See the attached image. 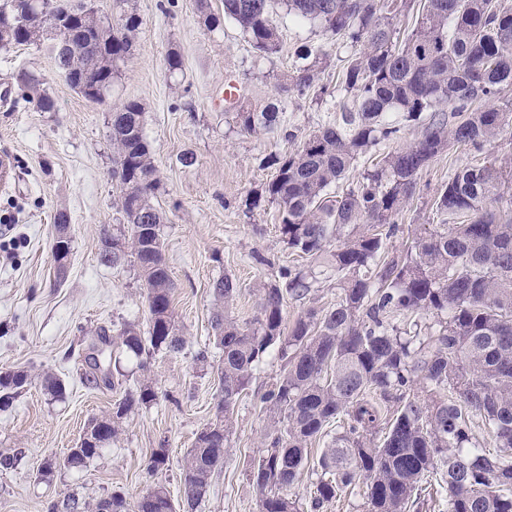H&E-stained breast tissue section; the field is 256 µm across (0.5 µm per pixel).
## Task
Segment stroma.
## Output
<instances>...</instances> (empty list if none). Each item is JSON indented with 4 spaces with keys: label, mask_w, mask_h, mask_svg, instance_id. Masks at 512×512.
I'll return each instance as SVG.
<instances>
[{
    "label": "stroma",
    "mask_w": 512,
    "mask_h": 512,
    "mask_svg": "<svg viewBox=\"0 0 512 512\" xmlns=\"http://www.w3.org/2000/svg\"><path fill=\"white\" fill-rule=\"evenodd\" d=\"M130 5L143 25L133 55L112 80L108 101L94 102L74 90L46 45L0 49V158L11 163L8 179L0 182V225L11 227L0 236V368L35 376L8 408H0V454L20 456L15 468L0 470V512H46L50 501L69 493L93 503L116 490L135 502L150 486L145 467L156 448L169 453L162 480L172 499L181 501L183 457L215 411L218 371L193 361L213 334V282L226 275L236 279L232 312L246 322L257 313L260 285L275 281L281 268L304 263L281 239L277 205L254 210L245 205L274 175L265 157L295 145L276 132H240L224 103V77L237 79L243 104L261 108L283 102L284 123L302 138L336 104L331 91L341 41L320 25L296 20L278 2L272 20L281 49L262 57L233 22L207 30L197 0H131ZM172 49L183 65L171 74L165 59ZM306 49L331 56L320 75L329 92L283 97L280 77L300 65ZM22 69L41 78L55 111L11 106L12 77ZM129 99L145 108V135L161 180L155 203L167 217L161 227L164 259L187 343L177 353H154L144 372L123 361L127 388L151 382L157 401L131 413L121 434L87 468L39 483L34 476L42 460L75 447L90 420L120 396L82 378L94 330L125 321L143 325L148 318L136 269L126 262L107 266L98 258L99 231L114 224L119 194L112 178L111 107ZM187 154L193 165L183 164ZM510 162L512 129L479 152L450 147L419 174L414 196L397 219L401 232L389 248H400L415 228L431 223L434 196L458 166ZM61 209L72 229L70 261L62 273L52 257L54 215ZM257 253L265 264L255 263ZM282 369L273 352L255 371L232 416V453L196 512H259V495L246 471L264 446L268 415L261 396ZM45 371L64 381L65 399L45 395L36 379Z\"/></svg>",
    "instance_id": "35a3bbf8"
}]
</instances>
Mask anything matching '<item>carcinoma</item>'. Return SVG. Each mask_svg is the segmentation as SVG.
<instances>
[{
	"instance_id": "1",
	"label": "carcinoma",
	"mask_w": 512,
	"mask_h": 512,
	"mask_svg": "<svg viewBox=\"0 0 512 512\" xmlns=\"http://www.w3.org/2000/svg\"><path fill=\"white\" fill-rule=\"evenodd\" d=\"M299 21L321 25L342 39L336 115L300 146L264 163L275 176L246 201L279 206L280 233L289 248L311 259L288 267L259 289L257 314L239 323L230 315L238 284L226 275L213 284L216 310L212 344L194 360L209 363L221 352L215 418L197 434L183 464L182 510H176L158 475L168 449L155 448L146 465L152 487L135 505L113 492L94 504L64 496L63 512H194L232 451V415L254 371L272 349L283 371L262 396L269 412L267 446L247 477L260 496V512H300L290 494L302 482L309 449L323 441L320 477L311 508L332 502L358 481L365 483L367 512H410L425 506L423 484L439 477L445 512H512V216L493 207L505 168L467 165L437 192V223L416 233L400 251L387 241L410 203L419 173L452 145L481 151L512 127V6L504 0H223L213 12L200 0L204 26L233 21L262 55L280 51L272 21L275 2ZM78 16L67 25L68 47L59 70L89 73L108 93L114 71L133 55L141 16L113 0L112 34L90 0H71ZM48 0H0V16L31 13L29 22L0 29V48L41 42L37 9ZM419 14L404 38L396 20ZM309 63L285 74L283 92L307 94L329 58L305 51ZM28 71L14 76L13 104L55 111V101ZM503 105L472 111L477 101ZM282 109L240 106V131H278ZM144 107L126 100L112 108V178L120 184V223L99 238L101 263L136 266L148 309V329L134 322L101 327L84 378L116 389L127 382L112 347L140 368L160 350L180 351L185 336L173 305V283L163 254L164 215L155 204L160 186L144 135ZM419 137L407 141L409 127ZM390 145L361 180L346 174L373 149ZM336 278V301L310 306L284 327L285 298L305 299L319 277ZM428 315L434 322L421 326ZM54 399L65 394L53 373L40 374ZM26 370L0 368V406L31 383ZM158 398L140 384L90 422L91 440L69 449L56 471L83 469L136 409ZM499 448L485 450L484 437Z\"/></svg>"
}]
</instances>
